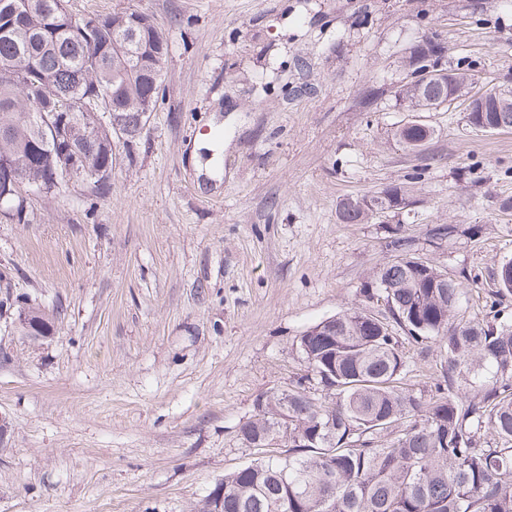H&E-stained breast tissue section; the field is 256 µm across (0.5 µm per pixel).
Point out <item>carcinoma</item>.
I'll return each instance as SVG.
<instances>
[{
  "label": "carcinoma",
  "mask_w": 512,
  "mask_h": 512,
  "mask_svg": "<svg viewBox=\"0 0 512 512\" xmlns=\"http://www.w3.org/2000/svg\"><path fill=\"white\" fill-rule=\"evenodd\" d=\"M0 7V162L16 179L0 178V218L27 223L23 189L56 195L68 172L60 155L77 151L87 173L112 164V135L133 139L156 108L165 64L153 55L164 42L152 22L114 26V16L75 20L65 0H8ZM89 28L73 36L66 22ZM99 57L96 66L86 59ZM111 90L119 128L101 121L98 92ZM35 96L66 117L57 139L32 110ZM512 129V97L499 112L467 113ZM384 213L405 203L394 187L377 193ZM345 224L366 214L345 197ZM392 255L366 288L382 297L378 314L347 310L303 334L306 374L288 388V458L261 457L224 475L221 494L196 512H512V321L458 322L464 282L437 277L393 236ZM496 294H512V258L493 272ZM18 315L53 331L29 297H15ZM414 344L435 342L446 356L443 382L429 400L403 382L406 353L395 330ZM283 408L273 395L238 430L260 447L280 430ZM494 437V445L485 435Z\"/></svg>",
  "instance_id": "1"
}]
</instances>
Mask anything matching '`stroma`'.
Masks as SVG:
<instances>
[{"instance_id":"1","label":"stroma","mask_w":512,"mask_h":512,"mask_svg":"<svg viewBox=\"0 0 512 512\" xmlns=\"http://www.w3.org/2000/svg\"><path fill=\"white\" fill-rule=\"evenodd\" d=\"M78 18L134 9L168 42L154 112L112 141L107 190L27 195L0 221V512H192L254 462L238 427L304 373L297 342L367 308L386 241L449 278L459 314L486 318L512 257V130L471 128L454 104L424 115L421 152L394 138L402 56L423 38L472 85L512 82V0H66ZM222 123L219 183H199ZM404 189L408 207L344 224L347 196ZM455 233L435 244L437 225ZM55 323L26 336L7 295ZM428 391L446 363L406 345Z\"/></svg>"}]
</instances>
